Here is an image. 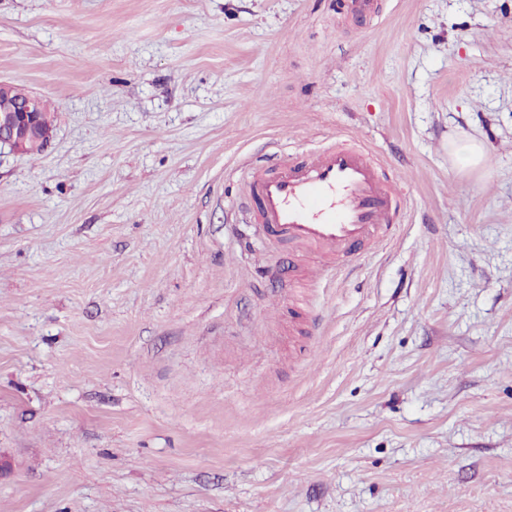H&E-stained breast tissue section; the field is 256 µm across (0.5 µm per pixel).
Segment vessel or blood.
Instances as JSON below:
<instances>
[{"mask_svg":"<svg viewBox=\"0 0 512 512\" xmlns=\"http://www.w3.org/2000/svg\"><path fill=\"white\" fill-rule=\"evenodd\" d=\"M246 194L264 235L329 261L361 258L391 239L402 190L359 140L336 138L267 167L249 164Z\"/></svg>","mask_w":512,"mask_h":512,"instance_id":"vessel-or-blood-1","label":"vessel or blood"}]
</instances>
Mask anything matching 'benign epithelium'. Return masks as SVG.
I'll return each mask as SVG.
<instances>
[{
	"label": "benign epithelium",
	"mask_w": 512,
	"mask_h": 512,
	"mask_svg": "<svg viewBox=\"0 0 512 512\" xmlns=\"http://www.w3.org/2000/svg\"><path fill=\"white\" fill-rule=\"evenodd\" d=\"M1 95L15 98L17 107L12 112H0V146L21 154L32 147H46L51 132L41 108V97L4 81H0Z\"/></svg>",
	"instance_id": "7a95c632"
}]
</instances>
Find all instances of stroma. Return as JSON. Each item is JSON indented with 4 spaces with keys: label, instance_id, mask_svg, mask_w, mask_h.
Segmentation results:
<instances>
[{
    "label": "stroma",
    "instance_id": "1",
    "mask_svg": "<svg viewBox=\"0 0 512 512\" xmlns=\"http://www.w3.org/2000/svg\"><path fill=\"white\" fill-rule=\"evenodd\" d=\"M374 2L0 0V512H512V0ZM339 135L407 205L311 283L241 165ZM14 97L17 107L12 112H0V146H8L18 153H41L51 138L45 114L41 108V97L32 91L11 83L0 81V96ZM14 98L0 97V110L16 106ZM42 149H41V148Z\"/></svg>",
    "mask_w": 512,
    "mask_h": 512
}]
</instances>
